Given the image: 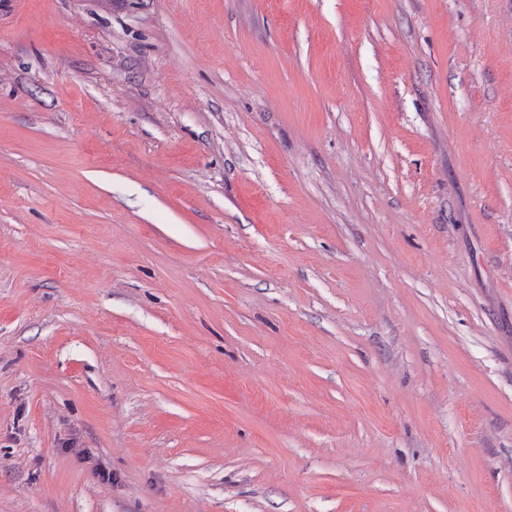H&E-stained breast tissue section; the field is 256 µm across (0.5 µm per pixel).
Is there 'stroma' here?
<instances>
[{"instance_id":"1","label":"stroma","mask_w":512,"mask_h":512,"mask_svg":"<svg viewBox=\"0 0 512 512\" xmlns=\"http://www.w3.org/2000/svg\"><path fill=\"white\" fill-rule=\"evenodd\" d=\"M0 512H512V0H0Z\"/></svg>"}]
</instances>
